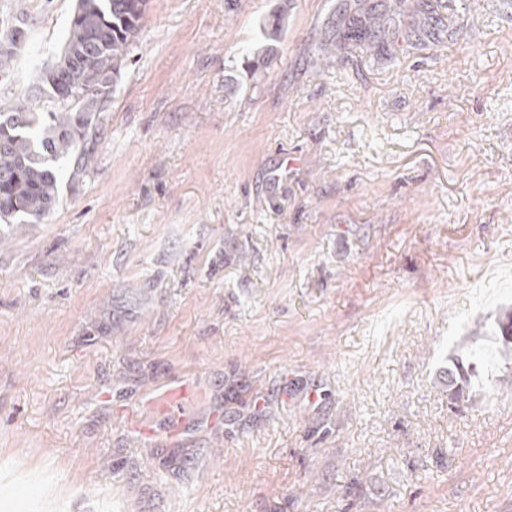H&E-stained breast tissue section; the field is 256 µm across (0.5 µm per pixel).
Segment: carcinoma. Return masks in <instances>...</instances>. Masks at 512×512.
<instances>
[{
    "instance_id": "cac0c4a2",
    "label": "carcinoma",
    "mask_w": 512,
    "mask_h": 512,
    "mask_svg": "<svg viewBox=\"0 0 512 512\" xmlns=\"http://www.w3.org/2000/svg\"><path fill=\"white\" fill-rule=\"evenodd\" d=\"M147 0H77L56 61L41 70L33 90L47 110L35 112L34 94L0 106V223L44 224L60 202L62 163L71 181L94 171L100 101L112 95ZM512 346V312L496 321Z\"/></svg>"
}]
</instances>
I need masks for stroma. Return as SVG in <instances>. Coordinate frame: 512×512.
I'll return each mask as SVG.
<instances>
[{
  "instance_id": "1",
  "label": "stroma",
  "mask_w": 512,
  "mask_h": 512,
  "mask_svg": "<svg viewBox=\"0 0 512 512\" xmlns=\"http://www.w3.org/2000/svg\"><path fill=\"white\" fill-rule=\"evenodd\" d=\"M99 123L0 243V512H512V0H148Z\"/></svg>"
}]
</instances>
